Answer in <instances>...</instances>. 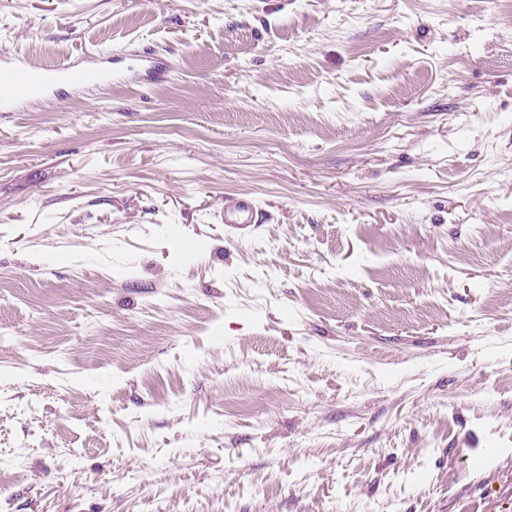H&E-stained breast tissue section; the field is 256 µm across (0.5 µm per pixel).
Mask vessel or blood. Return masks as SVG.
<instances>
[{"mask_svg":"<svg viewBox=\"0 0 512 512\" xmlns=\"http://www.w3.org/2000/svg\"><path fill=\"white\" fill-rule=\"evenodd\" d=\"M113 73L93 67L72 70H36L25 58H15L0 66V112H16L23 105L51 100L59 84L74 88L110 86ZM254 202L246 197L225 200L224 221L239 234H246L253 221Z\"/></svg>","mask_w":512,"mask_h":512,"instance_id":"vessel-or-blood-1","label":"vessel or blood"}]
</instances>
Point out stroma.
Masks as SVG:
<instances>
[{
  "instance_id": "1",
  "label": "stroma",
  "mask_w": 512,
  "mask_h": 512,
  "mask_svg": "<svg viewBox=\"0 0 512 512\" xmlns=\"http://www.w3.org/2000/svg\"><path fill=\"white\" fill-rule=\"evenodd\" d=\"M0 55L125 73L0 112V512H512V0H0ZM255 212L254 202L246 197L226 199L224 201V224L229 226L240 235H245L253 223Z\"/></svg>"
}]
</instances>
